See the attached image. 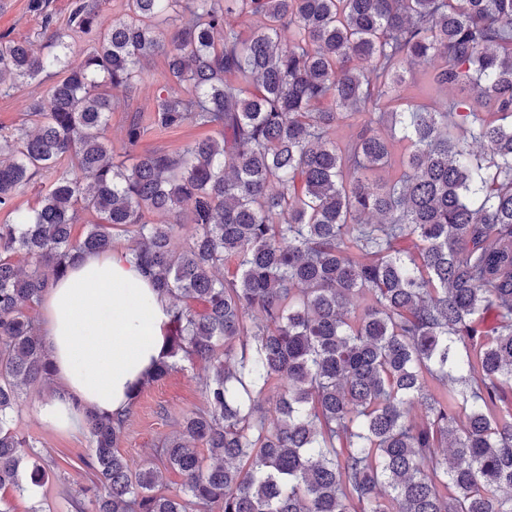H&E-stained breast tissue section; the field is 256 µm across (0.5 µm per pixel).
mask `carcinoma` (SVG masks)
<instances>
[{
    "mask_svg": "<svg viewBox=\"0 0 512 512\" xmlns=\"http://www.w3.org/2000/svg\"><path fill=\"white\" fill-rule=\"evenodd\" d=\"M99 5L59 20L28 0L37 52L0 34V96L56 77L35 131L0 127V489L33 456L10 417L22 387L53 376L28 311L130 233L171 302L147 383L179 355L208 376L135 471L126 419L86 414L97 512H512V0ZM159 53L154 124L215 135L139 152L136 114L118 160L103 88L136 93ZM416 67L473 94L410 100ZM400 142V175L373 178Z\"/></svg>",
    "mask_w": 512,
    "mask_h": 512,
    "instance_id": "cac0c4a2",
    "label": "carcinoma"
}]
</instances>
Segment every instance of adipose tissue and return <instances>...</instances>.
<instances>
[{
    "label": "adipose tissue",
    "mask_w": 512,
    "mask_h": 512,
    "mask_svg": "<svg viewBox=\"0 0 512 512\" xmlns=\"http://www.w3.org/2000/svg\"><path fill=\"white\" fill-rule=\"evenodd\" d=\"M41 334L55 392L40 406L54 428L76 430L87 411L115 414L127 391L160 356L170 302L131 255L117 248L86 255L46 289Z\"/></svg>",
    "instance_id": "ef3b65f1"
}]
</instances>
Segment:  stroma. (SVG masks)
I'll use <instances>...</instances> for the list:
<instances>
[{"mask_svg": "<svg viewBox=\"0 0 512 512\" xmlns=\"http://www.w3.org/2000/svg\"><path fill=\"white\" fill-rule=\"evenodd\" d=\"M166 68L164 56L157 55L145 65V83L131 100H117L110 114L106 132L114 152H121L125 129L132 114H140L148 124L140 147L144 150L162 148L171 153L181 152L190 143L210 136V128L185 125L164 129L151 125L153 100L157 81ZM205 371L202 365L186 359L177 360L174 368L161 381L147 385L134 403L131 415L121 435L118 451L131 468L150 460L158 442L171 435L176 421L203 404L201 393ZM46 385L24 388L20 409L14 415V428L29 440L48 477L42 485L27 486L18 492L0 490V497L9 502L13 512H30L42 506L43 512H73L65 493L90 485L84 465L92 453V443L86 429L64 433L48 425L38 413V405L49 395Z\"/></svg>", "mask_w": 512, "mask_h": 512, "instance_id": "35a3bbf8", "label": "stroma"}]
</instances>
